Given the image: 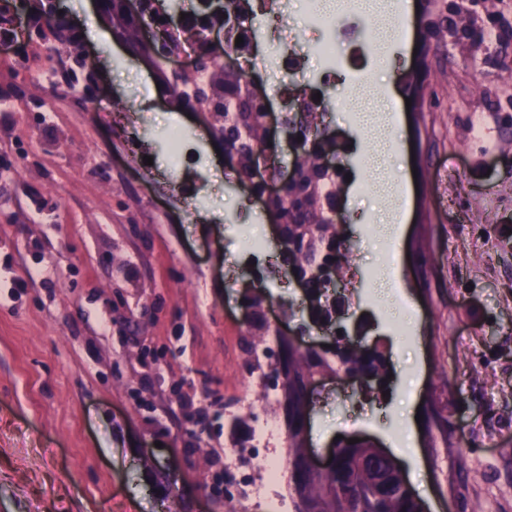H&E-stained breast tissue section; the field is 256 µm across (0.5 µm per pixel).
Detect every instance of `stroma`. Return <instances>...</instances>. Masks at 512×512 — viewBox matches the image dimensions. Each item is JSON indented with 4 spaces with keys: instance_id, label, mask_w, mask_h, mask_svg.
<instances>
[{
    "instance_id": "1",
    "label": "stroma",
    "mask_w": 512,
    "mask_h": 512,
    "mask_svg": "<svg viewBox=\"0 0 512 512\" xmlns=\"http://www.w3.org/2000/svg\"><path fill=\"white\" fill-rule=\"evenodd\" d=\"M447 2L472 9L471 31L439 39L422 111L406 109L422 12L408 0L367 18L384 60L337 77L349 106L324 116L350 176L345 312L391 376L386 396L354 401L327 378L307 444L321 456L357 436L412 456L431 512H512V0ZM84 45L97 112L25 82L0 48V512H238L213 489L233 445L224 417L269 407L244 371L246 285L272 314L301 311L289 326L304 342L323 335L207 123L120 42ZM387 97V128L364 122ZM116 101L129 117L109 118ZM40 104L47 121H15ZM384 132L392 194L358 174ZM259 225L267 259L243 261ZM429 398L451 422L443 459L404 417Z\"/></svg>"
}]
</instances>
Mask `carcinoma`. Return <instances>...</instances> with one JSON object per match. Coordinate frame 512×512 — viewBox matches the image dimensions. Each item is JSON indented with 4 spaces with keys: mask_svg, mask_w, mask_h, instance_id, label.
Instances as JSON below:
<instances>
[{
    "mask_svg": "<svg viewBox=\"0 0 512 512\" xmlns=\"http://www.w3.org/2000/svg\"><path fill=\"white\" fill-rule=\"evenodd\" d=\"M128 0H99L102 22L112 37L124 42L128 52L135 56L150 55L155 61L154 76L180 110L189 109L204 115L215 140L224 146V164L236 179L250 178L254 156L271 146L263 120L262 103L250 91L254 84L264 85L260 73L246 69H227L219 56L234 54L244 57L251 52L248 24L252 23L251 0H199V6L185 14L178 27L171 28L156 6V0H139V13L128 9ZM447 5L433 0L426 5L427 34L438 35L442 28L466 30L467 18L459 16L445 21ZM24 12L28 18V39L31 52L23 55L28 63L40 58L41 48L49 46L62 63L61 69H51L61 75L73 90L71 98L85 107L96 101V82L87 70L84 42L79 32L66 26L53 6V0H0V39L15 36L14 15ZM224 30V44L215 47L208 40L212 28ZM243 43L236 44V38ZM191 49L198 54V64L192 70H171L167 61L174 55ZM301 108L302 138L293 163V175L282 195L269 199L266 214L279 229L282 241L283 263L304 281L315 304L308 308L313 323L330 330L336 328V315L346 303L345 295L334 293L335 283L342 280L340 270L350 264L352 249L339 241L336 218V197L342 194L343 179L339 170L323 162L328 144L321 138L326 109L319 106L315 96L295 99ZM245 321L251 335L266 343V338L277 334L266 318L265 299L250 296L245 301ZM257 342V343H259ZM257 343L246 341V351L254 354ZM267 371L260 378L264 392H278L277 373L284 368L297 379L317 374L348 375L353 382L368 380L383 382L388 373L384 354L376 349L356 346L340 334L325 349L266 348ZM288 430V467L303 472L299 460L300 448L295 432L309 414L311 400L295 391L288 401L277 400ZM346 461L318 484L304 476L289 479L288 487L294 512H307L306 505L322 497L324 486L342 481ZM353 490L357 496L351 502L350 512H415V504L402 489L399 475L392 476L384 489L372 485L368 469L353 474Z\"/></svg>",
    "mask_w": 512,
    "mask_h": 512,
    "instance_id": "carcinoma-1",
    "label": "carcinoma"
}]
</instances>
